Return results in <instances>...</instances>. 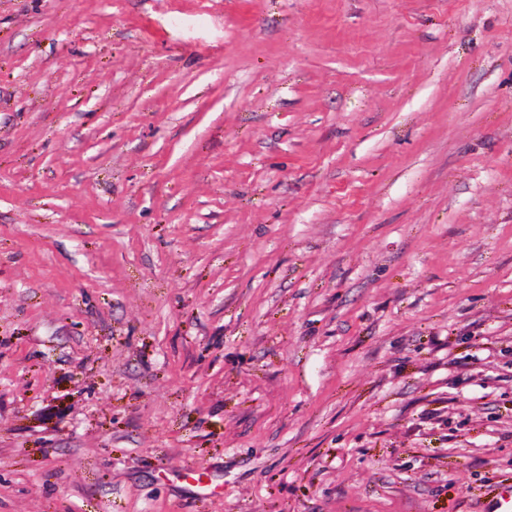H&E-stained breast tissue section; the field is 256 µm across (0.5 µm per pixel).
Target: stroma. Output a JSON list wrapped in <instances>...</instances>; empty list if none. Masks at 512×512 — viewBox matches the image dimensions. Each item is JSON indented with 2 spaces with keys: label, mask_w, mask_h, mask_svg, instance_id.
I'll return each mask as SVG.
<instances>
[{
  "label": "stroma",
  "mask_w": 512,
  "mask_h": 512,
  "mask_svg": "<svg viewBox=\"0 0 512 512\" xmlns=\"http://www.w3.org/2000/svg\"><path fill=\"white\" fill-rule=\"evenodd\" d=\"M511 485L512 0H0V512Z\"/></svg>",
  "instance_id": "obj_1"
}]
</instances>
